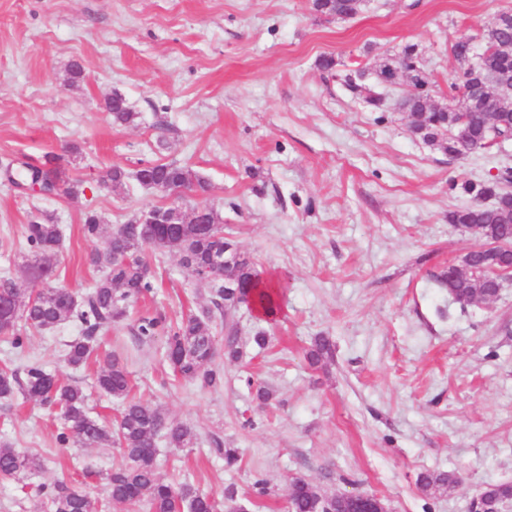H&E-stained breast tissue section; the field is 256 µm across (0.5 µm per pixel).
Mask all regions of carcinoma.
Here are the masks:
<instances>
[{"instance_id": "1", "label": "carcinoma", "mask_w": 512, "mask_h": 512, "mask_svg": "<svg viewBox=\"0 0 512 512\" xmlns=\"http://www.w3.org/2000/svg\"><path fill=\"white\" fill-rule=\"evenodd\" d=\"M363 0H313L314 10L326 17L358 13ZM503 25L485 32V38L501 45H512V12L498 14ZM452 53L459 65L454 81L448 84V95L454 96L472 87L468 60L471 48L458 40ZM345 86L362 96L365 103L379 109L384 96L374 86L360 84L351 74L342 77ZM467 127L463 140L442 137L445 150L451 157H459L493 147L492 136L506 135V127H512V107L501 113L503 124L486 125V115L477 103L467 104ZM105 109L116 125H127L134 120V113L127 108L113 107L107 99ZM411 123L424 122L433 130L444 121L441 112L430 103V96H418L413 103ZM151 174H157L173 190L188 187L194 191L207 190L205 180L188 165L154 161L147 163ZM34 171L33 179L40 181L46 193L58 189L62 181L61 171L49 158L41 165H27ZM465 193L479 198L492 199L488 207H461L448 213V223L474 227L485 237L512 231V185L506 180L491 182L466 181ZM136 223L130 216L120 224L105 242V246L91 254L89 262L102 272L94 285L79 299L67 288L53 285L54 257L61 241L57 224L49 221H32L24 229L29 259L26 285H19L10 278H0V335L10 340L13 347L23 345L17 334V326L24 324L36 330L57 327L69 319L83 326L82 335L67 344L66 362L78 369L91 359L96 349V333L127 313L126 303L152 293L154 271L144 255L147 248L153 250L175 249L181 254V264L192 276L211 286V306L197 313H190L176 325L161 316L143 317L137 326V336L142 342H150L157 336L164 337L163 355L175 378L200 386L215 387L223 379L222 361L236 362L242 354L236 313L246 306L266 322L274 324L282 312L278 289L265 280L253 263L241 259L228 267L212 271L213 260L224 256V227H208L202 224H177L165 229L157 224L137 227V242L127 234V225ZM499 257L481 253L471 257L475 271L450 280L445 274L436 277L440 287L448 290V298L465 308L475 303L477 296L493 291L496 284L482 281L481 269L495 265ZM240 280L251 282V288H235ZM227 321L224 342L217 345L211 331L215 319ZM332 353L328 337L318 336L306 353V358L316 365ZM95 385L104 393L122 398L125 403L119 416L93 418L86 410L87 394L79 384L62 382L44 365L33 362L24 368V380L7 367L0 369V397L13 396L15 389L36 401L54 406L62 421L57 436L60 445L87 447L109 445L120 448L123 463L112 468L107 476L106 488L112 504L134 505L144 512H238L236 494L231 488L224 489V501L203 494L191 483L173 485L164 481L157 471V441L165 438L176 448H185L195 437L193 429L183 423L169 420L158 407L129 397L131 381L125 366L113 360L101 369ZM40 466L39 460L24 451L0 446V481H8L24 470ZM421 489L445 492L457 483L449 473L424 472L418 476ZM482 492L487 494L489 509L512 496V483H489ZM324 494L317 491L304 477L292 478L286 493L289 512H313L315 503ZM45 512H98V506L76 485L59 483L46 496Z\"/></svg>"}]
</instances>
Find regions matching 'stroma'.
<instances>
[{
	"label": "stroma",
	"instance_id": "stroma-1",
	"mask_svg": "<svg viewBox=\"0 0 512 512\" xmlns=\"http://www.w3.org/2000/svg\"><path fill=\"white\" fill-rule=\"evenodd\" d=\"M505 10L512 0H365L354 17L331 20L312 0H0V276L25 282L24 226L46 218L62 233L58 283L85 293L100 276L86 256L112 227L171 203L134 178L161 160L198 171L225 237L288 283L277 325L238 311L243 356L215 389L174 379L163 337L136 333L145 312L175 322L210 301L174 250L149 251L154 296L129 303L85 367L63 360L76 321L23 330L19 349L0 339V367L39 362L88 386L119 360L132 397L194 429L186 448L159 440L161 477L216 494L234 486L246 512H285L296 476L328 494L377 496L392 512H468L486 484L512 482V282L463 309L435 281L480 243L448 222L480 203L460 183L512 168V144L448 157L413 140L395 110L405 78L377 110L319 64L331 56L339 69L369 72L414 44L439 102L456 75L453 44ZM115 93L135 114L124 127L104 108ZM49 156L72 194L19 189L26 163ZM113 165L127 177L107 188L99 178ZM90 212L103 222L96 238L82 230ZM263 328L271 342L260 350L251 338ZM317 336L335 353L312 366L305 354ZM249 378L274 391L272 406L255 407ZM60 429L22 393L0 400V444L43 461L0 482V512H43L44 489L60 482L103 500L118 449L61 447ZM218 440L239 450L236 469L215 453ZM423 472L459 482L429 495L416 484Z\"/></svg>",
	"mask_w": 512,
	"mask_h": 512
}]
</instances>
